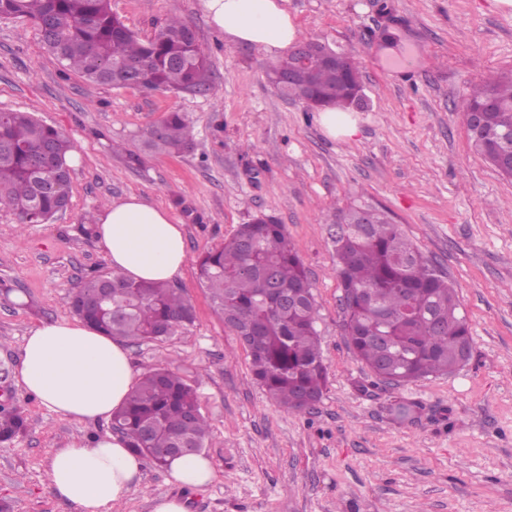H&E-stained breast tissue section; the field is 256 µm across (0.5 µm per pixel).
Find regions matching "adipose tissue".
<instances>
[{
    "label": "adipose tissue",
    "mask_w": 512,
    "mask_h": 512,
    "mask_svg": "<svg viewBox=\"0 0 512 512\" xmlns=\"http://www.w3.org/2000/svg\"><path fill=\"white\" fill-rule=\"evenodd\" d=\"M211 25L232 43L277 58L289 53L300 28L286 0H202ZM99 244L112 270L140 280L171 281L182 275L187 250L182 224L165 209L131 195L97 217ZM15 376L48 410L78 422L109 420L120 409L136 372L124 341L72 320L32 327ZM144 460L123 436L74 439L49 458L54 495L76 512H112L136 491ZM167 471L182 486L202 488L214 478L211 460L198 454L172 459Z\"/></svg>",
    "instance_id": "obj_1"
}]
</instances>
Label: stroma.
Segmentation results:
<instances>
[{
	"label": "stroma",
	"mask_w": 512,
	"mask_h": 512,
	"mask_svg": "<svg viewBox=\"0 0 512 512\" xmlns=\"http://www.w3.org/2000/svg\"><path fill=\"white\" fill-rule=\"evenodd\" d=\"M375 2H288L302 38L360 61L366 106L351 140L327 137L318 113L284 98L267 79L270 57L225 41L202 0L111 5L143 39L172 17L190 26L215 74L205 94L88 84L30 23L0 20V110L33 113L80 156L63 214L24 226L0 211V390L27 421L0 442L6 512H75L53 494L48 459L70 439L113 430L41 407L14 370L29 330L71 318L81 280L108 269L87 221L133 194L184 226L190 261L173 285L195 320L129 344L130 358L138 375L164 365L196 388L216 477L182 488L146 464L117 512H151L158 497L182 498L188 512H512V179L473 150L462 116L472 84L512 69V10L492 0H391L399 43L386 54ZM171 112L192 122L194 149L131 163L141 134ZM353 201L386 210L455 288L472 336L455 372L390 385L349 346L330 223ZM262 214L284 225L313 285L328 382L307 414L278 407L255 382L193 263ZM401 398L418 406L403 424L389 412Z\"/></svg>",
	"instance_id": "1"
}]
</instances>
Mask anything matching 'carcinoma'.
<instances>
[{
  "label": "carcinoma",
  "mask_w": 512,
  "mask_h": 512,
  "mask_svg": "<svg viewBox=\"0 0 512 512\" xmlns=\"http://www.w3.org/2000/svg\"><path fill=\"white\" fill-rule=\"evenodd\" d=\"M22 18L39 30L42 42L68 69L95 85H136L144 90L206 92L211 64L195 32L169 19L144 41L111 9V0H0V19ZM490 105L475 151L500 174L512 133V71L473 87L464 108ZM145 150L181 154L194 148L193 127L179 112L163 129L141 135ZM70 139L30 113L0 112V210L16 213L22 224H42L68 208ZM358 206L336 210L333 223L347 225L334 240L336 277L342 290L347 341L359 360L381 381L402 385L459 367L458 350L471 344L460 300L446 276L407 239L384 211L360 228ZM199 278L224 323L255 331L240 338L254 380L279 407L305 413L304 399L321 400L327 382L315 328V298L303 264L284 226L272 216L240 225L224 245L196 260ZM112 282V301L94 304L103 280ZM74 315L108 336L132 343L160 340L195 319V308L178 288L163 282H134L122 273L93 271L70 299ZM417 405L398 400L399 422ZM130 448L163 468L168 460L155 448H180L193 455L204 447L209 423L196 390L165 367L146 374L112 416ZM16 408L0 410V442L23 432Z\"/></svg>",
  "instance_id": "cac0c4a2"
}]
</instances>
